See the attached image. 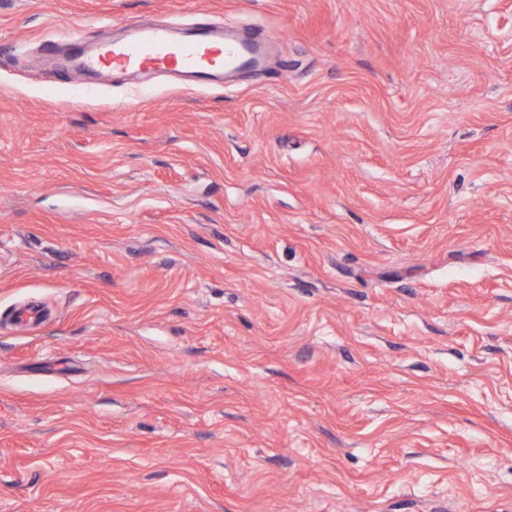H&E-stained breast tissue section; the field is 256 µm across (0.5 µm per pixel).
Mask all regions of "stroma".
Here are the masks:
<instances>
[{"instance_id":"35a3bbf8","label":"stroma","mask_w":512,"mask_h":512,"mask_svg":"<svg viewBox=\"0 0 512 512\" xmlns=\"http://www.w3.org/2000/svg\"><path fill=\"white\" fill-rule=\"evenodd\" d=\"M141 16L280 38L87 86ZM2 44L0 512H512V0H0Z\"/></svg>"}]
</instances>
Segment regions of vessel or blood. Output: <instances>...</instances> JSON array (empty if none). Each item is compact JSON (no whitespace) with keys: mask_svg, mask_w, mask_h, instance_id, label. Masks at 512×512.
<instances>
[{"mask_svg":"<svg viewBox=\"0 0 512 512\" xmlns=\"http://www.w3.org/2000/svg\"><path fill=\"white\" fill-rule=\"evenodd\" d=\"M128 38L99 46L81 63L101 80L117 74L172 72L187 75L192 89L214 87L232 71H260L266 66L265 37H239L224 23H202L173 37L168 26L137 20Z\"/></svg>","mask_w":512,"mask_h":512,"instance_id":"b4317fda","label":"vessel or blood"}]
</instances>
